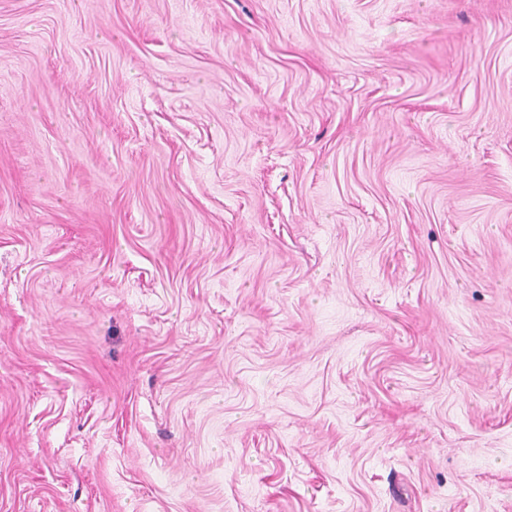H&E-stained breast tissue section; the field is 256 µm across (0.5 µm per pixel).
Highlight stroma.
<instances>
[{
    "mask_svg": "<svg viewBox=\"0 0 512 512\" xmlns=\"http://www.w3.org/2000/svg\"><path fill=\"white\" fill-rule=\"evenodd\" d=\"M0 512H512V0H0Z\"/></svg>",
    "mask_w": 512,
    "mask_h": 512,
    "instance_id": "35a3bbf8",
    "label": "stroma"
}]
</instances>
